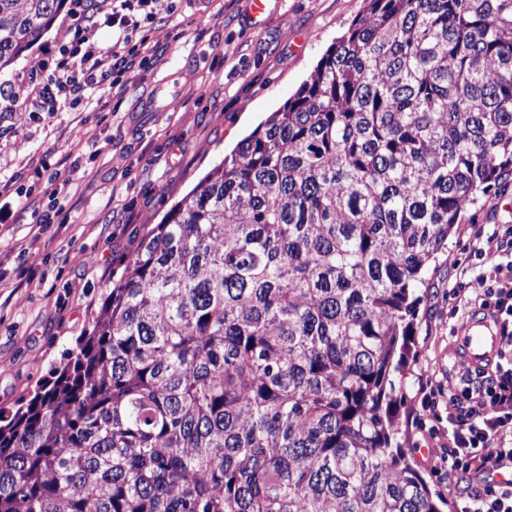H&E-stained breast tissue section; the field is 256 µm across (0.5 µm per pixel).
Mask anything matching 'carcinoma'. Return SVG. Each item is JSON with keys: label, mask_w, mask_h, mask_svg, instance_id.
<instances>
[{"label": "carcinoma", "mask_w": 512, "mask_h": 512, "mask_svg": "<svg viewBox=\"0 0 512 512\" xmlns=\"http://www.w3.org/2000/svg\"><path fill=\"white\" fill-rule=\"evenodd\" d=\"M64 0H0V69ZM512 177V0H365L0 409V512H443L399 441L418 285Z\"/></svg>", "instance_id": "obj_1"}]
</instances>
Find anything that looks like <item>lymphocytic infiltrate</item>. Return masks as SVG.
Instances as JSON below:
<instances>
[{
    "label": "lymphocytic infiltrate",
    "instance_id": "f902f5d3",
    "mask_svg": "<svg viewBox=\"0 0 512 512\" xmlns=\"http://www.w3.org/2000/svg\"><path fill=\"white\" fill-rule=\"evenodd\" d=\"M175 14V0H111L109 8H88L86 0H71L70 22L55 52V73L49 82L37 76L18 88L1 91L9 112L45 110L57 96L94 95L105 110L108 92L123 87L126 74L143 68L150 52V33L161 20ZM111 28L112 45H102L98 34ZM475 256L483 267L482 308L490 310L499 327L502 348L511 358L482 372L478 386L464 389L465 412L448 407V443L431 470L439 475L479 472L486 459L512 462V225L469 227Z\"/></svg>",
    "mask_w": 512,
    "mask_h": 512
}]
</instances>
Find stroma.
I'll list each match as a JSON object with an SVG mask.
<instances>
[{"label":"stroma","instance_id":"1","mask_svg":"<svg viewBox=\"0 0 512 512\" xmlns=\"http://www.w3.org/2000/svg\"><path fill=\"white\" fill-rule=\"evenodd\" d=\"M364 7V0H276L256 25L247 0L201 7L179 0L185 38L172 41L169 26L157 25L155 52L112 93L108 112L62 100L51 112L0 113V180L32 190L27 200L0 198L13 213L0 231V408L30 398L90 329L122 261L225 154L283 108ZM63 18L56 12L41 37L0 70V89L17 84L42 57ZM43 166L74 168L82 179L77 190L60 189L61 213L36 239L28 227L43 203L35 177ZM464 221L512 225V180L467 208ZM479 270L466 236L452 234L417 291L411 353L393 375L409 460L452 504L482 484L432 474L443 441L431 431L447 427L448 399L424 404L419 386L430 376L457 394L474 378L455 333L478 307ZM452 291L462 297L455 311Z\"/></svg>","mask_w":512,"mask_h":512}]
</instances>
